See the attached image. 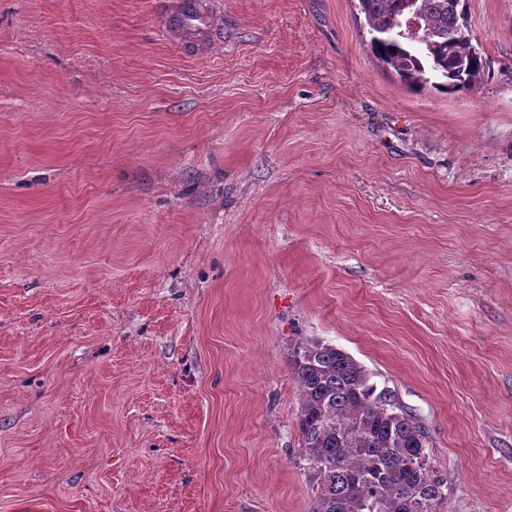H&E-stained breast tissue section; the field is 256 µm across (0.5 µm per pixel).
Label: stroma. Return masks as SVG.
Listing matches in <instances>:
<instances>
[{
    "label": "stroma",
    "mask_w": 512,
    "mask_h": 512,
    "mask_svg": "<svg viewBox=\"0 0 512 512\" xmlns=\"http://www.w3.org/2000/svg\"><path fill=\"white\" fill-rule=\"evenodd\" d=\"M0 0V512H308L298 344L512 512V0L481 85L382 71L358 0ZM159 35L188 49H201L214 39L224 16L212 0H161Z\"/></svg>",
    "instance_id": "35a3bbf8"
}]
</instances>
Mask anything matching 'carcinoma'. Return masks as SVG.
Segmentation results:
<instances>
[{"label":"carcinoma","mask_w":512,"mask_h":512,"mask_svg":"<svg viewBox=\"0 0 512 512\" xmlns=\"http://www.w3.org/2000/svg\"><path fill=\"white\" fill-rule=\"evenodd\" d=\"M371 52L410 88L473 90L486 63L464 26V0H358ZM417 20L425 40L411 39ZM301 400L298 430L318 476L309 512H445L447 480L430 466V432L350 354L321 342L291 359Z\"/></svg>","instance_id":"carcinoma-1"}]
</instances>
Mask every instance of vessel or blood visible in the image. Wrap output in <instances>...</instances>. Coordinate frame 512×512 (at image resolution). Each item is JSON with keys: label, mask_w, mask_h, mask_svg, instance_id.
Here are the masks:
<instances>
[{"label": "vessel or blood", "mask_w": 512, "mask_h": 512, "mask_svg": "<svg viewBox=\"0 0 512 512\" xmlns=\"http://www.w3.org/2000/svg\"><path fill=\"white\" fill-rule=\"evenodd\" d=\"M159 35L188 49L208 46L223 21L214 0H161Z\"/></svg>", "instance_id": "vessel-or-blood-1"}]
</instances>
